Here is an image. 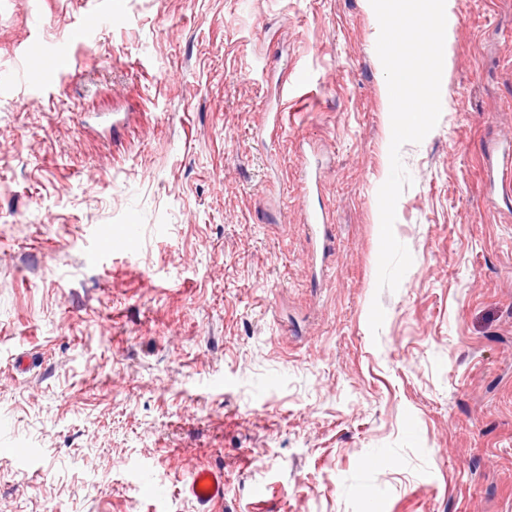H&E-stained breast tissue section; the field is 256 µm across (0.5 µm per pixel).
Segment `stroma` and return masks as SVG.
Here are the masks:
<instances>
[{"instance_id":"obj_1","label":"stroma","mask_w":512,"mask_h":512,"mask_svg":"<svg viewBox=\"0 0 512 512\" xmlns=\"http://www.w3.org/2000/svg\"><path fill=\"white\" fill-rule=\"evenodd\" d=\"M449 9L380 292L370 0H0V512H512V0ZM305 222L307 224H315L316 226L322 229V237L314 240L315 245L313 247L311 257L312 263H314L316 261L318 252L321 251L322 253H324L330 247L332 236L330 230L331 224H326L327 219L323 214L313 212L306 213ZM188 493L208 512L211 504L224 499V472L213 469L196 471L188 482Z\"/></svg>"}]
</instances>
